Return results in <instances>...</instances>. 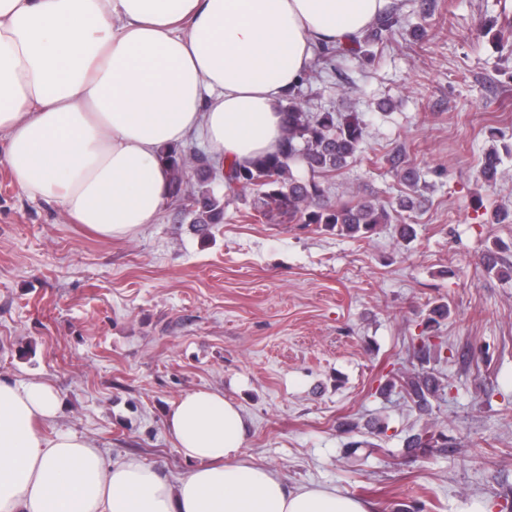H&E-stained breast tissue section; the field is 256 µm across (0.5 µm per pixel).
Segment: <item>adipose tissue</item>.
<instances>
[{
  "label": "adipose tissue",
  "mask_w": 512,
  "mask_h": 512,
  "mask_svg": "<svg viewBox=\"0 0 512 512\" xmlns=\"http://www.w3.org/2000/svg\"><path fill=\"white\" fill-rule=\"evenodd\" d=\"M393 3L0 0V160L70 221L134 237L169 198L163 151L197 136L217 162L276 153L287 95L317 50L361 41ZM59 415L52 384L0 377V512H374L246 460L250 421L219 389L166 412L191 463L174 481L56 428Z\"/></svg>",
  "instance_id": "adipose-tissue-1"
}]
</instances>
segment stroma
<instances>
[{"label":"stroma","instance_id":"stroma-1","mask_svg":"<svg viewBox=\"0 0 512 512\" xmlns=\"http://www.w3.org/2000/svg\"><path fill=\"white\" fill-rule=\"evenodd\" d=\"M404 2L419 36L342 63L314 84L310 107L366 125L330 201L352 193L394 210L412 197L415 238L390 224L353 240L256 221L240 200L199 233L171 200L136 237L103 239L25 195L0 163V376L52 383L61 424L172 479L189 464L165 426L170 404L219 388L251 420L246 456L288 483L334 486L375 512H501L512 497V278L475 261L493 243L512 247V0ZM493 147L502 164L488 183L480 160ZM441 302L450 386L427 418L381 388L409 369ZM374 418L387 431L370 447ZM428 419L456 447L404 455V436Z\"/></svg>","mask_w":512,"mask_h":512}]
</instances>
